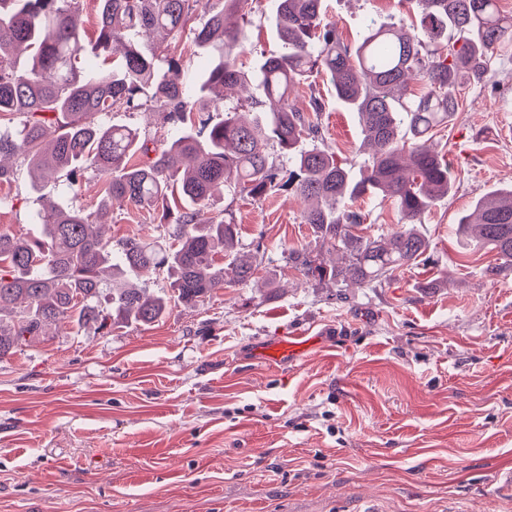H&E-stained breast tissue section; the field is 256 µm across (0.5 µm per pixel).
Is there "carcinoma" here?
Returning a JSON list of instances; mask_svg holds the SVG:
<instances>
[{
  "label": "carcinoma",
  "instance_id": "obj_1",
  "mask_svg": "<svg viewBox=\"0 0 512 512\" xmlns=\"http://www.w3.org/2000/svg\"><path fill=\"white\" fill-rule=\"evenodd\" d=\"M98 3L90 36L74 18L80 0H0V158L26 164L36 188L62 180L74 192L90 172L105 192L93 215L40 199L34 237L0 231V360L64 323L99 332L150 325L176 303L199 305L228 283L251 280L257 265L234 254L229 210L201 223L197 212L171 206L177 195L209 208L221 188L253 201L280 188L311 202L302 222L315 244L343 251L345 262L290 252L307 281L369 285L413 265L428 248L416 224L452 190L448 164L423 140L448 126L463 90L486 78L494 51L512 37V15L499 0H418L421 35L375 14L356 45L325 20L322 0H275L282 52L248 73L237 65L242 29L228 25L227 12L249 0ZM157 32L173 38L163 50L151 40ZM190 46L212 58L201 76H181ZM321 73L336 100L359 114L361 146L374 148L358 176L288 103ZM413 77L425 88L410 96ZM252 84L270 111L245 122L239 107L220 106L225 88ZM116 109L155 113L163 143L110 123ZM271 143L288 164L268 154ZM137 154L142 161L131 163ZM366 195L393 201L403 227L386 237L357 234L366 214L348 204ZM114 200L162 208L163 235L105 236ZM475 212L458 220V234L512 265V188L488 193ZM160 271L166 288L131 283L133 273Z\"/></svg>",
  "mask_w": 512,
  "mask_h": 512
}]
</instances>
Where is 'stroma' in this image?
<instances>
[{
  "label": "stroma",
  "instance_id": "obj_1",
  "mask_svg": "<svg viewBox=\"0 0 512 512\" xmlns=\"http://www.w3.org/2000/svg\"><path fill=\"white\" fill-rule=\"evenodd\" d=\"M350 43L372 14L417 21V0H324ZM246 50L257 68L281 49L272 0H249ZM322 112H313L312 97ZM290 102L322 143L360 170L356 113L326 76ZM455 176L423 215L429 242L412 266L372 287L303 281L289 251L310 245L303 200L220 195L240 226L238 250H264L251 281L162 321L100 334L62 326L53 339L0 360V512H512V266L463 248L453 230L476 200L512 183V40L485 83L428 142ZM0 187V230L35 233L39 195L87 211L103 198L26 167ZM368 234L400 228L395 206L353 205ZM113 237H157L139 208L114 207ZM312 329L295 364L253 358L261 343Z\"/></svg>",
  "mask_w": 512,
  "mask_h": 512
}]
</instances>
